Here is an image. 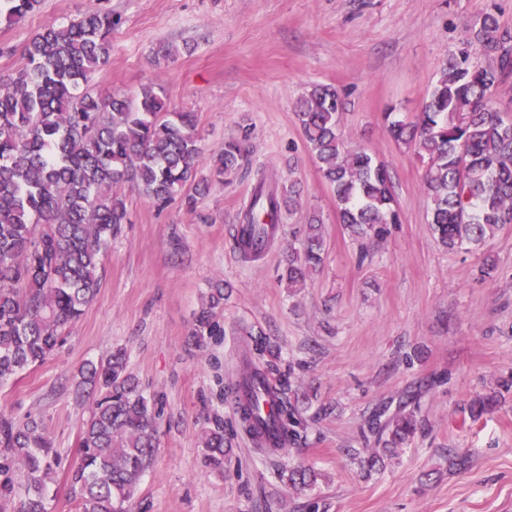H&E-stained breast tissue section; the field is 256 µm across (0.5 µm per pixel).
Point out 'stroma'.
I'll use <instances>...</instances> for the list:
<instances>
[{
    "label": "stroma",
    "instance_id": "obj_1",
    "mask_svg": "<svg viewBox=\"0 0 512 512\" xmlns=\"http://www.w3.org/2000/svg\"><path fill=\"white\" fill-rule=\"evenodd\" d=\"M93 2L119 20L95 92L162 88L196 113L209 154L251 128L254 165L296 180L301 206L283 214L265 256L246 260L233 235L250 181L213 184L192 210L128 192L129 222L103 258L97 295L57 353L0 386V412L36 418L62 458L48 512L76 509L70 470L88 417L79 371L119 347L159 413V450L134 512H512V389L503 386L512 380V224L481 248H444L429 224L424 167L385 128L386 113L419 112L484 15L512 30V0H41L20 23L0 24V80L23 68L29 37ZM162 44L176 50L165 62L154 55ZM316 84L344 102L345 144L388 167L400 221L384 239L338 222L295 116ZM310 207L324 219V263L294 292L281 275ZM488 257L495 268L485 276ZM219 278L224 333L199 346L193 316ZM252 330L292 370L300 439L279 452L253 443L226 396ZM489 394L497 406L459 429L462 408ZM407 398L421 429L365 475L372 413L394 416ZM216 419L233 450L220 474L205 468L200 444ZM452 448L466 466L451 464ZM298 462L318 474L300 495L276 476Z\"/></svg>",
    "mask_w": 512,
    "mask_h": 512
}]
</instances>
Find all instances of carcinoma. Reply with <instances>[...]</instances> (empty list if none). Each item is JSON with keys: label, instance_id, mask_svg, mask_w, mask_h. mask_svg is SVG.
<instances>
[{"label": "carcinoma", "instance_id": "obj_1", "mask_svg": "<svg viewBox=\"0 0 512 512\" xmlns=\"http://www.w3.org/2000/svg\"><path fill=\"white\" fill-rule=\"evenodd\" d=\"M38 0H0V23L13 25ZM112 13L91 5L63 25H46L23 47L25 66L0 83V383L43 363L62 346L100 288L102 259L128 222L126 191L159 206L178 196L194 204L211 182L230 183L247 172L242 141H224L210 175L202 157L194 112L171 107L152 85L136 97L96 94L90 84L109 57ZM484 57L486 62L478 61ZM512 78V32L485 15L468 29L462 47L440 69L414 120L387 113L395 141L424 164L430 224L450 251L481 245L512 224V119L494 95ZM342 102L336 90L314 85L298 101L296 118L325 182L333 189L339 223L359 236L381 238L400 223L386 165L363 149L348 148L339 130ZM300 205L295 185L265 170L255 173L249 204L234 244L258 259L275 240L282 212ZM324 221L313 211L301 248L284 277L301 288L324 262ZM224 305V281L212 284L190 331L195 343L220 332L216 310ZM254 340L234 388L244 430L265 434L273 450L300 437L296 408L278 366L261 362ZM92 388L83 422L71 490L78 512H131V501L158 447L154 404L117 350L82 373ZM492 405L476 398L460 425ZM414 412L377 426L383 454L394 456L420 429ZM205 466L224 472V426L202 437ZM59 456L42 424H20L0 413V497L14 492L22 470L27 491L18 512H47V484ZM279 477L302 494L317 481L306 466L283 467Z\"/></svg>", "mask_w": 512, "mask_h": 512}]
</instances>
